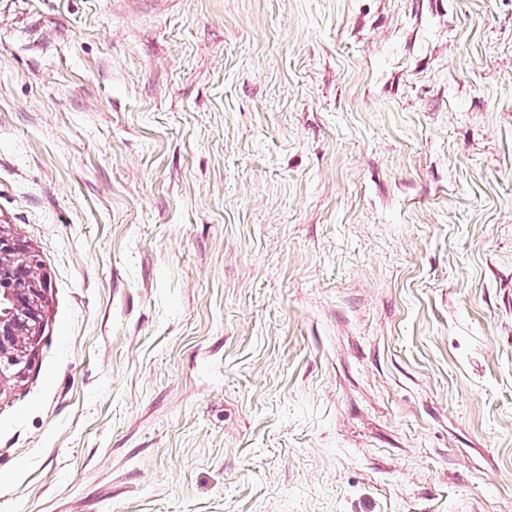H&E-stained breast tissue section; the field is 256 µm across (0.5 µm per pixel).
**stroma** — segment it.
<instances>
[{"label": "stroma", "instance_id": "1", "mask_svg": "<svg viewBox=\"0 0 512 512\" xmlns=\"http://www.w3.org/2000/svg\"><path fill=\"white\" fill-rule=\"evenodd\" d=\"M0 224V512H512V0H0ZM48 290L32 251L0 225V393L23 380L36 356Z\"/></svg>", "mask_w": 512, "mask_h": 512}]
</instances>
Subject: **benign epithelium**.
Here are the masks:
<instances>
[{"mask_svg": "<svg viewBox=\"0 0 512 512\" xmlns=\"http://www.w3.org/2000/svg\"><path fill=\"white\" fill-rule=\"evenodd\" d=\"M48 290L32 251L0 225V393L23 380L36 356Z\"/></svg>", "mask_w": 512, "mask_h": 512, "instance_id": "benign-epithelium-1", "label": "benign epithelium"}]
</instances>
